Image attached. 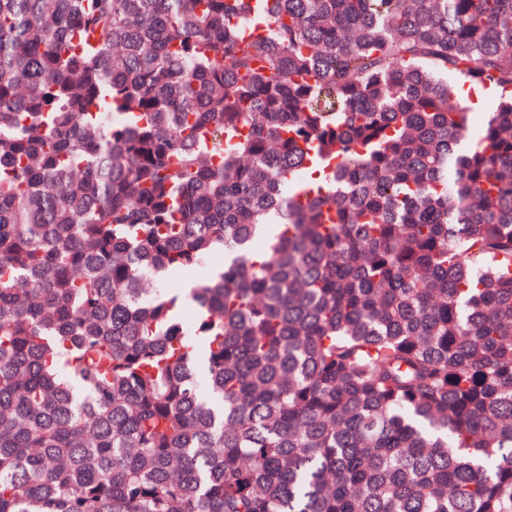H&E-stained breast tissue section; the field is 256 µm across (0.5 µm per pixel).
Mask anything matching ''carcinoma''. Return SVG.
<instances>
[{"mask_svg": "<svg viewBox=\"0 0 512 512\" xmlns=\"http://www.w3.org/2000/svg\"><path fill=\"white\" fill-rule=\"evenodd\" d=\"M0 512H512V0H0Z\"/></svg>", "mask_w": 512, "mask_h": 512, "instance_id": "carcinoma-1", "label": "carcinoma"}]
</instances>
